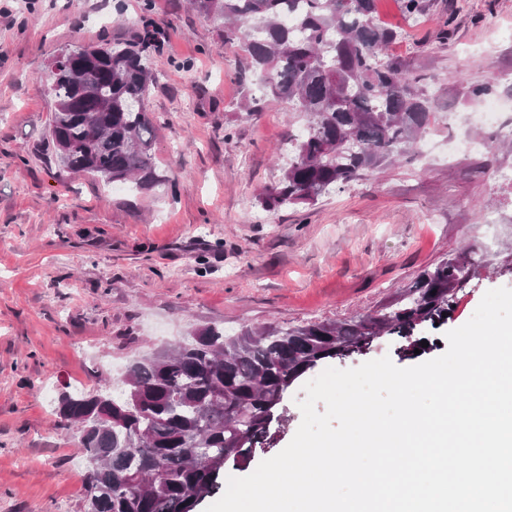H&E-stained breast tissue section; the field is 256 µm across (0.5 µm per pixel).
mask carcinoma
Returning a JSON list of instances; mask_svg holds the SVG:
<instances>
[{"label":"carcinoma","mask_w":512,"mask_h":512,"mask_svg":"<svg viewBox=\"0 0 512 512\" xmlns=\"http://www.w3.org/2000/svg\"><path fill=\"white\" fill-rule=\"evenodd\" d=\"M224 21L259 71L264 96L288 100L306 125L292 139L279 182L259 202L268 210L310 204L381 166L408 156L434 116L420 88L383 51L396 32L377 19V0H191ZM143 31L124 47L73 45L46 82L54 99L48 144L71 173L107 185H159L152 168L153 125L145 101L152 81ZM474 267L446 258L367 314L287 328L245 327L224 337L207 328L149 358L123 380L62 396L63 427L90 463L84 512H197L222 488L224 468L246 464L282 421L288 388L319 363L385 335L410 337L448 322Z\"/></svg>","instance_id":"1"}]
</instances>
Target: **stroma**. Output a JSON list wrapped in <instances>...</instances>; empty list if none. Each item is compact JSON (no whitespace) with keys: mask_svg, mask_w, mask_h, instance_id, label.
<instances>
[{"mask_svg":"<svg viewBox=\"0 0 512 512\" xmlns=\"http://www.w3.org/2000/svg\"><path fill=\"white\" fill-rule=\"evenodd\" d=\"M0 0V512H83L86 461L57 425L59 397L123 379L142 358L208 327H280L367 313L424 268L465 255L475 277L425 352L384 336L340 369L442 355L488 290L512 288V149L484 126L485 150L448 155L451 112L477 108L492 82L512 101V0H429L419 17L378 0L397 31L386 56L422 86L435 122L412 153L315 205L267 211L301 125L259 95L257 75L221 22L188 0ZM149 13L164 42L150 56L147 110L160 186H106L63 172L44 146L53 101L43 79L62 49L131 41ZM496 212L498 223L485 221ZM295 385L283 419L244 477L284 449L302 419Z\"/></svg>","mask_w":512,"mask_h":512,"instance_id":"35a3bbf8","label":"stroma"}]
</instances>
